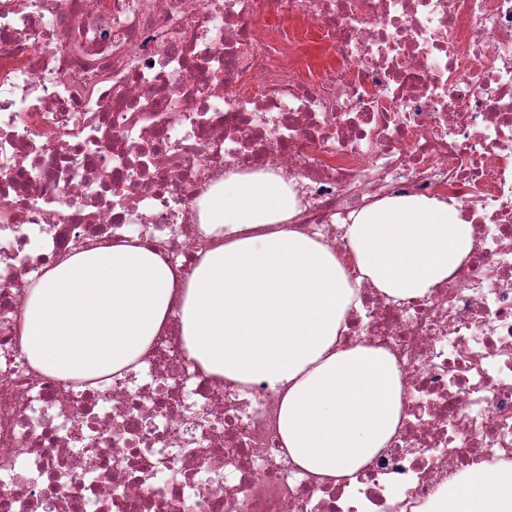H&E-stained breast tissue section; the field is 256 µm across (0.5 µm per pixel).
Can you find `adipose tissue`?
Here are the masks:
<instances>
[{"mask_svg": "<svg viewBox=\"0 0 512 512\" xmlns=\"http://www.w3.org/2000/svg\"><path fill=\"white\" fill-rule=\"evenodd\" d=\"M210 240L189 275L133 238L62 255L27 288L22 347L32 366L63 380L137 369L180 308L183 346L218 382L267 383L280 394L289 459L319 482L342 483L389 448L403 391L385 349L344 347L357 303L335 251L298 230L293 181L271 170L228 172L197 200ZM360 280L396 300L447 281L472 248V227L436 197L389 196L345 230ZM434 512H512V467L453 479Z\"/></svg>", "mask_w": 512, "mask_h": 512, "instance_id": "obj_1", "label": "adipose tissue"}]
</instances>
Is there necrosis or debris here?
Listing matches in <instances>:
<instances>
[{
  "label": "necrosis or debris",
  "instance_id": "obj_1",
  "mask_svg": "<svg viewBox=\"0 0 512 512\" xmlns=\"http://www.w3.org/2000/svg\"><path fill=\"white\" fill-rule=\"evenodd\" d=\"M288 27L262 20L269 6ZM318 26L327 61L302 51ZM303 193L295 229L347 257L343 221L395 193L460 204L472 250L423 296L358 287L343 345L394 357L390 448L322 484L283 452L279 396L203 376L180 310L137 370L33 368L26 287L130 237L177 275L226 170ZM512 464V0H0V512H415Z\"/></svg>",
  "mask_w": 512,
  "mask_h": 512
}]
</instances>
